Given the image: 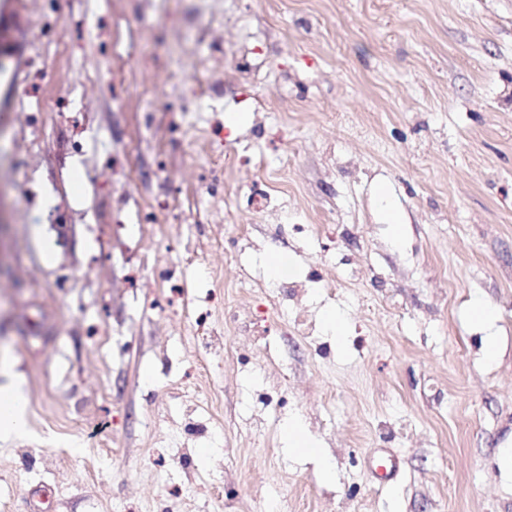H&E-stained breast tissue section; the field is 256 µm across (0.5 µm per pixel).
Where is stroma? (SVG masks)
I'll use <instances>...</instances> for the list:
<instances>
[{
	"label": "stroma",
	"instance_id": "stroma-1",
	"mask_svg": "<svg viewBox=\"0 0 512 512\" xmlns=\"http://www.w3.org/2000/svg\"><path fill=\"white\" fill-rule=\"evenodd\" d=\"M9 6L10 512H512V0ZM271 253L307 288L277 300ZM11 363L0 359V439L24 437L28 433L27 396L21 382L11 374ZM283 442L289 444V447L299 450L301 453L306 455L319 456L323 463V470L326 476L331 477L333 475V465L330 461L321 455L320 448L307 440L304 435L302 425L297 420L288 421L283 427Z\"/></svg>",
	"mask_w": 512,
	"mask_h": 512
}]
</instances>
